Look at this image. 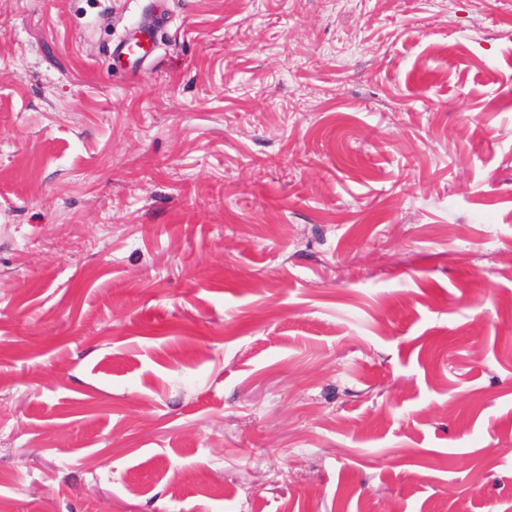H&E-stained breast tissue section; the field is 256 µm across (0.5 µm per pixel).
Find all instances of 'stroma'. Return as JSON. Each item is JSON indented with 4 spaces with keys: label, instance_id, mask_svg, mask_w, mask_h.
<instances>
[{
    "label": "stroma",
    "instance_id": "stroma-1",
    "mask_svg": "<svg viewBox=\"0 0 512 512\" xmlns=\"http://www.w3.org/2000/svg\"><path fill=\"white\" fill-rule=\"evenodd\" d=\"M0 503L512 512V0H0ZM136 30L125 41L114 44L111 47V56L121 60L127 65L132 64V71H137L138 65H142L145 59L152 53L153 33L156 32V25L152 20L148 24L134 27Z\"/></svg>",
    "mask_w": 512,
    "mask_h": 512
}]
</instances>
